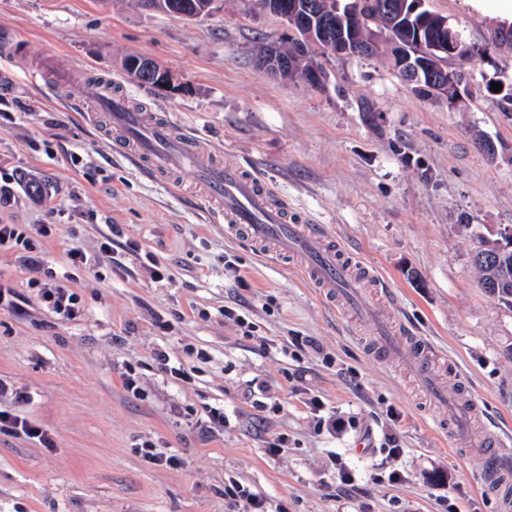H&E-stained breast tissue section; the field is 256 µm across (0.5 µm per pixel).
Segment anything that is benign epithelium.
<instances>
[{"mask_svg": "<svg viewBox=\"0 0 512 512\" xmlns=\"http://www.w3.org/2000/svg\"><path fill=\"white\" fill-rule=\"evenodd\" d=\"M250 8L255 13L269 14L282 19L288 28L296 26V17L303 18L309 26V37L315 41V47L341 57H354L377 43L376 37H371L370 44L361 45L357 40L359 16L351 9L337 7L326 14L318 9L311 0H249ZM425 0H412L406 23L415 28L416 39L422 43L430 39L435 43L434 54L402 55L399 70L402 76L410 82L423 86L436 97H444L450 101L457 100L461 92L469 84L466 70L451 73L444 69L442 60L454 59L465 62L472 53L462 31L442 20L434 29H429L425 17L421 15ZM257 63L267 73L288 82V65L277 55L275 44L267 45ZM155 71L156 89L166 92L175 90L173 76L170 70L157 65H146Z\"/></svg>", "mask_w": 512, "mask_h": 512, "instance_id": "1", "label": "benign epithelium"}]
</instances>
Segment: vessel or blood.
Masks as SVG:
<instances>
[{
  "mask_svg": "<svg viewBox=\"0 0 512 512\" xmlns=\"http://www.w3.org/2000/svg\"><path fill=\"white\" fill-rule=\"evenodd\" d=\"M87 93L106 117L116 153L154 177L190 169L204 198L215 205L216 219L242 231L250 243L272 244L273 256L295 258L311 282L337 293L357 316L377 318L380 346L401 354L427 388L444 395L443 386L419 363L420 354L430 352L431 343L408 337L400 325L380 318L376 303L358 288L359 267L338 255L324 225L315 223L307 212L290 210L260 175L221 160L215 147H202L155 113L130 111L126 95L114 90L111 80L92 82ZM453 399L456 407L449 415L447 430L455 441L464 442L469 437L468 424L479 407L462 392L454 393ZM485 479L504 493L507 512H512V469L503 459L492 458L485 464Z\"/></svg>",
  "mask_w": 512,
  "mask_h": 512,
  "instance_id": "obj_1",
  "label": "vessel or blood"
}]
</instances>
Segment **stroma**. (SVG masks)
<instances>
[{"label":"stroma","mask_w":512,"mask_h":512,"mask_svg":"<svg viewBox=\"0 0 512 512\" xmlns=\"http://www.w3.org/2000/svg\"><path fill=\"white\" fill-rule=\"evenodd\" d=\"M428 4L475 48L454 104L412 94L383 52L331 59L323 91L272 78L256 53L284 26L245 0H214L192 20L133 0H0V174L21 170L53 194L38 202L16 191L0 224L56 225L45 249L84 308L59 320L13 251H0V286L23 304L0 310V378L26 391L19 414L54 441L0 434V512H244L224 495L233 481L274 512H501L480 461L439 432L445 405L376 347L367 322L228 232L190 172L151 178L113 156L104 117L89 104L71 111L54 78L64 68L80 80L109 76L131 102L263 176L374 268L380 308L433 344L435 378L465 381L479 404L472 435L512 433V306L480 288L471 263L476 235L512 225V112L486 91L512 84V45L490 43L512 14L498 0ZM129 54L167 67L181 92L129 78L120 65ZM478 132L497 158L477 148ZM114 224L168 279L153 282L136 256L113 269L100 245ZM72 244L88 267L63 262ZM228 256L238 275L225 270ZM238 303L251 310L252 335L223 315ZM159 350L191 370V385L165 373ZM129 366L136 395L122 386ZM256 381L278 404L261 424ZM218 406L223 434L201 436L193 422ZM321 414L344 418L346 430L318 429ZM387 435L400 456L381 451ZM145 441L184 467L150 464ZM341 467L354 487L339 486ZM395 470L403 481H390Z\"/></svg>","instance_id":"obj_1"}]
</instances>
